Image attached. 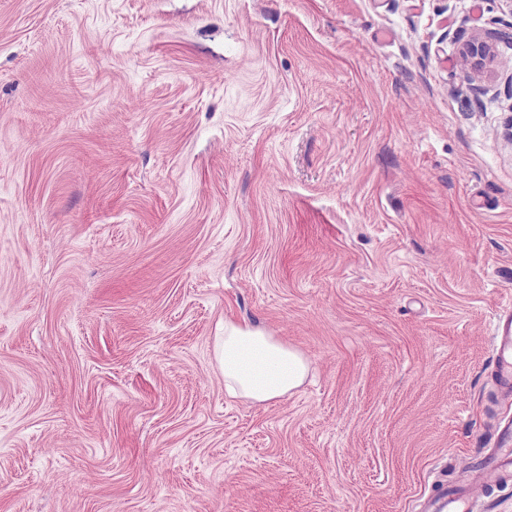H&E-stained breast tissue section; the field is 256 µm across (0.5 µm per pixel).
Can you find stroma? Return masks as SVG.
<instances>
[{
	"instance_id": "35a3bbf8",
	"label": "stroma",
	"mask_w": 512,
	"mask_h": 512,
	"mask_svg": "<svg viewBox=\"0 0 512 512\" xmlns=\"http://www.w3.org/2000/svg\"><path fill=\"white\" fill-rule=\"evenodd\" d=\"M512 0H0V512H423L512 397ZM308 377L224 391L225 320ZM498 33L489 31L485 37H474L464 44L462 54L477 70H482L493 60V43L499 41ZM499 319L492 336V351L498 385L505 391H512V309Z\"/></svg>"
}]
</instances>
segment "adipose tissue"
I'll use <instances>...</instances> for the list:
<instances>
[{
	"label": "adipose tissue",
	"instance_id": "1",
	"mask_svg": "<svg viewBox=\"0 0 512 512\" xmlns=\"http://www.w3.org/2000/svg\"><path fill=\"white\" fill-rule=\"evenodd\" d=\"M227 394L252 403L283 399L305 381L308 364L280 338L244 323L225 321L219 349Z\"/></svg>",
	"mask_w": 512,
	"mask_h": 512
}]
</instances>
